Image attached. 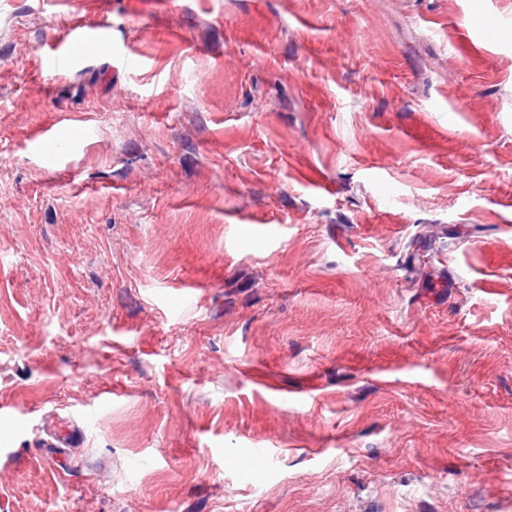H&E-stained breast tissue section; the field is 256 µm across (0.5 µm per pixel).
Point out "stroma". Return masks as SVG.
Wrapping results in <instances>:
<instances>
[{
    "label": "stroma",
    "instance_id": "1",
    "mask_svg": "<svg viewBox=\"0 0 512 512\" xmlns=\"http://www.w3.org/2000/svg\"><path fill=\"white\" fill-rule=\"evenodd\" d=\"M482 19L512 0H0V512H512ZM76 20L111 47L51 63ZM81 433V429L73 421L57 429H49L47 431L48 438L44 440L41 448H37L39 457L51 468L60 466L58 457L62 456V453L58 451V448H71L73 444L77 443Z\"/></svg>",
    "mask_w": 512,
    "mask_h": 512
}]
</instances>
